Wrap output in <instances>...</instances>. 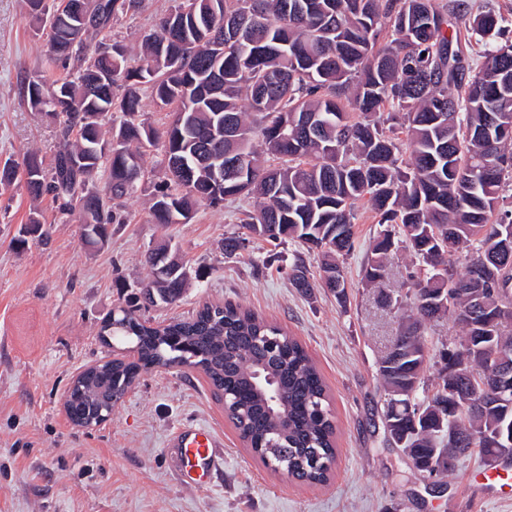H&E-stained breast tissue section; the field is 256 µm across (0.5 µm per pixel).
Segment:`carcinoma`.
<instances>
[{
	"label": "carcinoma",
	"mask_w": 512,
	"mask_h": 512,
	"mask_svg": "<svg viewBox=\"0 0 512 512\" xmlns=\"http://www.w3.org/2000/svg\"><path fill=\"white\" fill-rule=\"evenodd\" d=\"M181 0L145 34L137 57L107 38L118 15L137 0H25L39 24L55 78L24 87L35 110L59 120L50 169L34 156L22 170L4 166L0 185L20 179L33 200H64L84 244L106 243L127 215L119 200L142 177L143 149L161 146L166 179L150 207L156 224H186L195 206L258 200L242 228L258 239L293 241L321 257V286L347 307L345 278L354 250V206L368 200L380 230L370 242L361 280L380 283L392 251L412 255L414 271L394 306L412 340L398 360L381 358L386 441L413 449L414 467L431 475L434 451L457 415L459 457L477 450L499 457V424L512 423V401L489 397L491 367L512 366V41L489 45L474 65L472 44L502 35L512 19L473 12L468 0ZM87 20L75 26L74 11ZM174 112L163 130L139 119L142 98ZM322 124L305 136L303 118ZM238 130L237 156L252 178L213 185L197 158L224 153L219 125ZM104 177V186L96 180ZM48 242L32 212L28 239ZM158 280L147 253L139 295L115 305L100 323L107 345L122 343L131 361L86 366L73 381L66 412L90 428L112 414L127 388L153 368L196 369L242 440L298 480L323 484L335 457L334 425L323 378L305 348L281 327L241 305L204 304L186 319L154 324L150 307L179 302L193 277L174 252ZM440 267L448 293L444 314L461 334L440 351L433 383L421 381L423 410L408 413L401 391L425 377L428 331L437 316L421 268ZM288 280L314 287L301 252Z\"/></svg>",
	"instance_id": "carcinoma-1"
}]
</instances>
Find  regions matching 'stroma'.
<instances>
[{"label": "stroma", "instance_id": "stroma-1", "mask_svg": "<svg viewBox=\"0 0 512 512\" xmlns=\"http://www.w3.org/2000/svg\"><path fill=\"white\" fill-rule=\"evenodd\" d=\"M174 0H142L114 19L112 40L138 50L141 35ZM50 73L43 40L24 0H0V165L28 153L51 161L57 125L31 110L25 82ZM162 153L143 156L145 178L124 199L129 223L116 224L100 247L86 246L80 226L52 197L33 202L25 188L0 191V512H512V479L490 481L480 453L459 460L450 477L426 482L400 449L387 445L377 362L402 323L384 303L398 295L412 269L407 250H394L380 287L365 286L360 266L378 230L369 202L355 205V248L345 263L350 303L315 288L305 296L283 271L295 245L276 248L257 238L225 258V234L239 230L242 199L213 209L198 205L190 223L160 226L149 213L152 186L164 177ZM50 229L49 243L14 244L33 209ZM176 246L200 278L178 306L154 308L164 322L204 303H240L286 328L318 366L337 426L330 481L310 486L267 467L241 441L199 371L160 368L144 375L101 425L74 426L63 394L87 365L112 359L97 331L148 268L145 254L160 240ZM202 424L224 442L213 484L181 481L167 446L180 426Z\"/></svg>", "mask_w": 512, "mask_h": 512}]
</instances>
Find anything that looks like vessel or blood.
I'll return each mask as SVG.
<instances>
[{
	"instance_id": "obj_1",
	"label": "vessel or blood",
	"mask_w": 512,
	"mask_h": 512,
	"mask_svg": "<svg viewBox=\"0 0 512 512\" xmlns=\"http://www.w3.org/2000/svg\"><path fill=\"white\" fill-rule=\"evenodd\" d=\"M175 448L178 467L184 481L198 487L212 483L223 460L222 443L207 427L189 426L168 441Z\"/></svg>"
}]
</instances>
